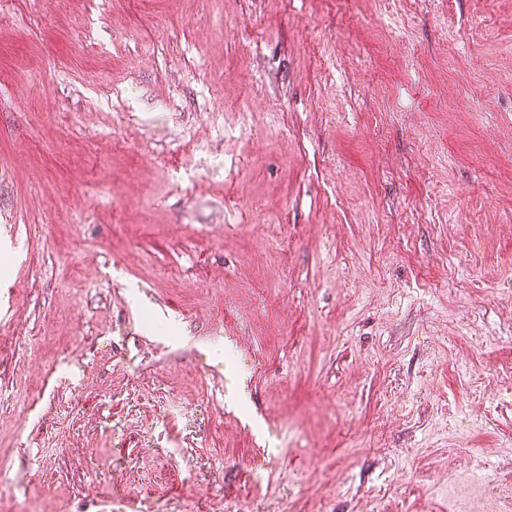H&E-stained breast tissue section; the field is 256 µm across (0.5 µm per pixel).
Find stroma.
Instances as JSON below:
<instances>
[{"mask_svg": "<svg viewBox=\"0 0 512 512\" xmlns=\"http://www.w3.org/2000/svg\"><path fill=\"white\" fill-rule=\"evenodd\" d=\"M0 512H512V0H0Z\"/></svg>", "mask_w": 512, "mask_h": 512, "instance_id": "stroma-1", "label": "stroma"}]
</instances>
